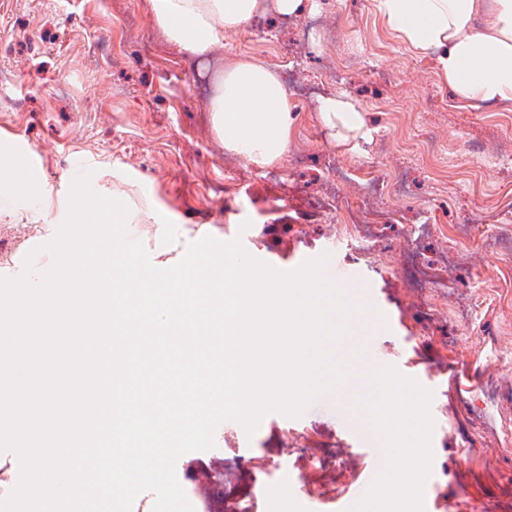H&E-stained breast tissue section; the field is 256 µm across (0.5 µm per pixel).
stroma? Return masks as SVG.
I'll return each instance as SVG.
<instances>
[{
    "instance_id": "1",
    "label": "stroma",
    "mask_w": 512,
    "mask_h": 512,
    "mask_svg": "<svg viewBox=\"0 0 512 512\" xmlns=\"http://www.w3.org/2000/svg\"><path fill=\"white\" fill-rule=\"evenodd\" d=\"M258 60L288 90L324 82L364 112L363 134L338 140L314 104L294 112L286 152L261 169L229 152L208 102L226 69ZM0 141L31 151L36 181L53 195L43 216L0 217V263L36 229L62 223L71 167L82 158L103 196H120L152 247L157 219L208 224L220 241L281 271L322 255L355 272L386 312L370 333L380 362L398 365V428L424 439L417 512H512V265L491 239L512 218V111L462 106L421 56L383 22L374 0H305L280 14L260 0L252 21L190 56L157 25L151 0H0ZM388 184L369 196L360 179ZM393 212L396 223L363 239L336 227L328 200ZM433 275L421 286L418 267ZM448 312L429 307L432 292ZM348 337L336 352L351 380L302 416L267 414L255 433L217 427L215 445L176 462L181 487L207 472L211 491L239 495L253 512H330L365 461L341 420L361 410L355 379L368 364ZM430 381L432 399L412 394ZM286 480L289 496L266 486Z\"/></svg>"
}]
</instances>
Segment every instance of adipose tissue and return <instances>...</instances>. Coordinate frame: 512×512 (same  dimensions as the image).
<instances>
[{"label": "adipose tissue", "mask_w": 512, "mask_h": 512, "mask_svg": "<svg viewBox=\"0 0 512 512\" xmlns=\"http://www.w3.org/2000/svg\"><path fill=\"white\" fill-rule=\"evenodd\" d=\"M392 30L423 56L464 104L512 107V0H376ZM156 22L193 55L205 54L225 33L246 26L258 0H152ZM212 128L227 150L260 168L286 153L292 103L278 75L242 62L224 73L211 98ZM320 119L337 132L364 128L361 108L343 96L323 97ZM397 450L394 490L397 512H413L415 474L422 466L416 433L387 430Z\"/></svg>", "instance_id": "adipose-tissue-1"}]
</instances>
